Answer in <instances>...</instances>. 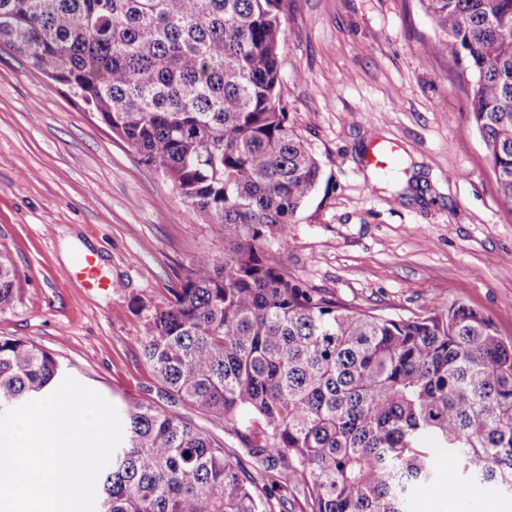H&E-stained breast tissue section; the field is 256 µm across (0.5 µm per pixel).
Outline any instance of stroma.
I'll list each match as a JSON object with an SVG mask.
<instances>
[{"mask_svg": "<svg viewBox=\"0 0 512 512\" xmlns=\"http://www.w3.org/2000/svg\"><path fill=\"white\" fill-rule=\"evenodd\" d=\"M285 18L279 95L323 171L281 254L289 275L390 317L461 301L512 340V210L471 122V87L430 53L419 0H288ZM381 146L394 149V179L369 162ZM0 249L22 277L0 336L55 353L122 412L158 398L137 347L145 317L195 257H223L224 240L97 113L2 43ZM88 254L113 290L83 285ZM435 478L413 512H512L511 495L461 490L451 463Z\"/></svg>", "mask_w": 512, "mask_h": 512, "instance_id": "obj_1", "label": "stroma"}]
</instances>
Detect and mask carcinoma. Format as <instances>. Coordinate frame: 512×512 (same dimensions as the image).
Wrapping results in <instances>:
<instances>
[{
  "mask_svg": "<svg viewBox=\"0 0 512 512\" xmlns=\"http://www.w3.org/2000/svg\"><path fill=\"white\" fill-rule=\"evenodd\" d=\"M471 84L512 209V0H420ZM286 0H0V41L97 112L224 236L138 348L163 400L212 413L246 464L160 403L128 404L97 512H409L434 454L512 493V342L463 303L388 318L288 274L280 249L322 170L278 97ZM20 296L0 251V312ZM62 362L0 336V405L52 393ZM267 484L257 485V478Z\"/></svg>",
  "mask_w": 512,
  "mask_h": 512,
  "instance_id": "cac0c4a2",
  "label": "carcinoma"
}]
</instances>
